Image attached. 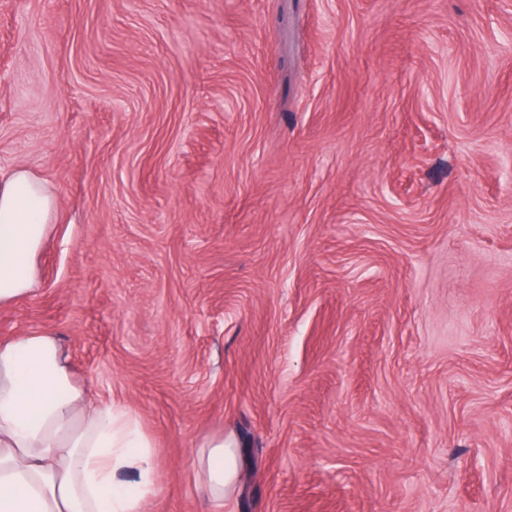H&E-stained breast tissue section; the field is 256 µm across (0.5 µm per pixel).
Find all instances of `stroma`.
Returning a JSON list of instances; mask_svg holds the SVG:
<instances>
[{"mask_svg":"<svg viewBox=\"0 0 512 512\" xmlns=\"http://www.w3.org/2000/svg\"><path fill=\"white\" fill-rule=\"evenodd\" d=\"M14 167L0 339L137 415L145 512H512V0H0ZM56 208L50 188L29 169L0 173V305L38 287V255L51 234ZM197 457L199 482L213 502L234 493L241 475L239 455L232 437H205Z\"/></svg>","mask_w":512,"mask_h":512,"instance_id":"obj_1","label":"stroma"}]
</instances>
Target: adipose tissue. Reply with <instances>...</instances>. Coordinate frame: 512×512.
Here are the masks:
<instances>
[{"label":"adipose tissue","instance_id":"1","mask_svg":"<svg viewBox=\"0 0 512 512\" xmlns=\"http://www.w3.org/2000/svg\"><path fill=\"white\" fill-rule=\"evenodd\" d=\"M56 208L29 169L0 173V305L38 287ZM196 467L212 501L234 493L233 438H204ZM156 494L154 452L136 417L90 401L53 333L0 342V512H144Z\"/></svg>","mask_w":512,"mask_h":512}]
</instances>
